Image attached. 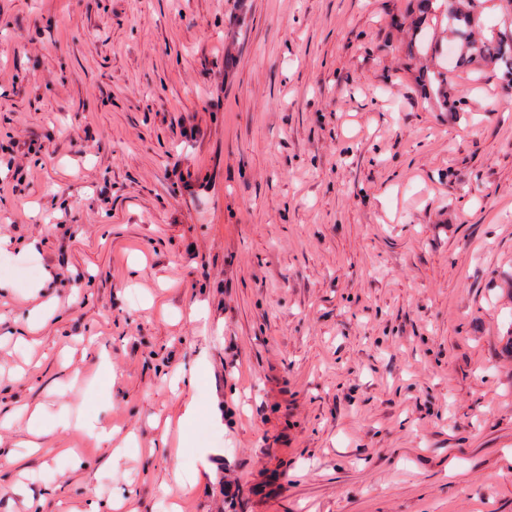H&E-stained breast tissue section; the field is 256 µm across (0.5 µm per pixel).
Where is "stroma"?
Returning <instances> with one entry per match:
<instances>
[{
    "instance_id": "stroma-1",
    "label": "stroma",
    "mask_w": 512,
    "mask_h": 512,
    "mask_svg": "<svg viewBox=\"0 0 512 512\" xmlns=\"http://www.w3.org/2000/svg\"><path fill=\"white\" fill-rule=\"evenodd\" d=\"M415 7L0 0V512H512V85Z\"/></svg>"
}]
</instances>
